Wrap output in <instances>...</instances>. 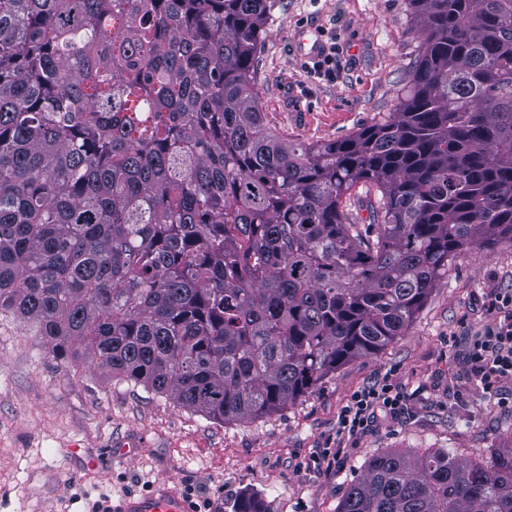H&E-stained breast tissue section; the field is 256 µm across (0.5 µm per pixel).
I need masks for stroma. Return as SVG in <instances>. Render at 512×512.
Here are the masks:
<instances>
[{
  "label": "stroma",
  "mask_w": 512,
  "mask_h": 512,
  "mask_svg": "<svg viewBox=\"0 0 512 512\" xmlns=\"http://www.w3.org/2000/svg\"><path fill=\"white\" fill-rule=\"evenodd\" d=\"M254 63L265 122L294 142L347 138L395 111L420 33L409 0H270ZM314 28L324 56L295 49ZM512 291V240L458 254L403 336L348 360L308 395L256 420L220 423L113 380L83 347L52 353L34 323L0 315V512H93L160 482L193 488L210 512L253 497L263 512H338L365 462L384 450L447 448L483 461L512 445V379L483 393L469 361ZM407 397L337 442L350 395L380 382ZM343 444L332 469L321 449Z\"/></svg>",
  "instance_id": "35a3bbf8"
}]
</instances>
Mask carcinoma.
<instances>
[{
    "label": "carcinoma",
    "mask_w": 512,
    "mask_h": 512,
    "mask_svg": "<svg viewBox=\"0 0 512 512\" xmlns=\"http://www.w3.org/2000/svg\"><path fill=\"white\" fill-rule=\"evenodd\" d=\"M409 2L396 110L304 143L253 83L268 0H0V310L223 423L404 335L512 240V0ZM338 512H512V447L379 453Z\"/></svg>",
    "instance_id": "1"
}]
</instances>
